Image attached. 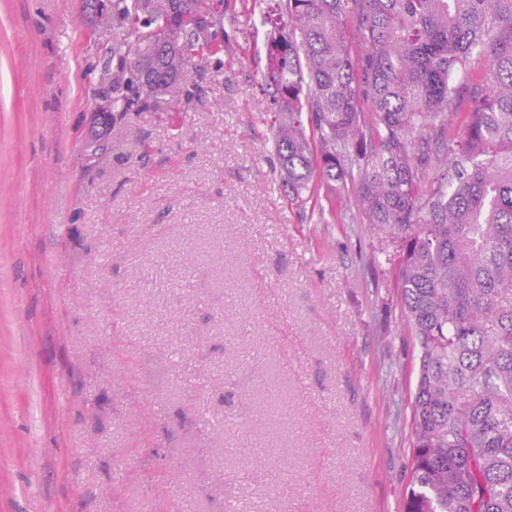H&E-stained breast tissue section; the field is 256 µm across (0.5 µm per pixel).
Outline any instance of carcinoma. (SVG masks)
I'll return each mask as SVG.
<instances>
[{"instance_id":"carcinoma-1","label":"carcinoma","mask_w":512,"mask_h":512,"mask_svg":"<svg viewBox=\"0 0 512 512\" xmlns=\"http://www.w3.org/2000/svg\"><path fill=\"white\" fill-rule=\"evenodd\" d=\"M109 2L108 112H174L190 73L219 71L224 11L207 0ZM278 8L288 24L263 82L284 195L317 202L351 183L363 223L401 242L396 286L420 352L406 512H512V0L251 4L263 24ZM475 54L489 60L476 77ZM107 133L91 156L112 152Z\"/></svg>"}]
</instances>
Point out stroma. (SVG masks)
I'll list each match as a JSON object with an SVG mask.
<instances>
[{
    "mask_svg": "<svg viewBox=\"0 0 512 512\" xmlns=\"http://www.w3.org/2000/svg\"><path fill=\"white\" fill-rule=\"evenodd\" d=\"M217 2L219 74L89 160L102 31L82 0H0V512H405L400 242L355 187L325 223L288 204L270 29Z\"/></svg>",
    "mask_w": 512,
    "mask_h": 512,
    "instance_id": "stroma-1",
    "label": "stroma"
}]
</instances>
